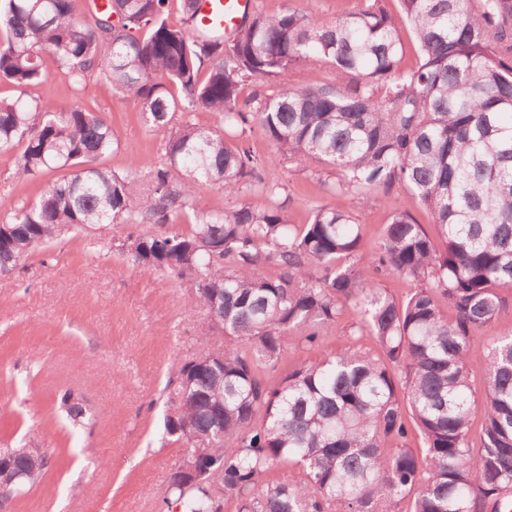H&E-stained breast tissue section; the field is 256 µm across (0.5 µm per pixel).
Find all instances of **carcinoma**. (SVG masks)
Instances as JSON below:
<instances>
[{
    "label": "carcinoma",
    "mask_w": 512,
    "mask_h": 512,
    "mask_svg": "<svg viewBox=\"0 0 512 512\" xmlns=\"http://www.w3.org/2000/svg\"><path fill=\"white\" fill-rule=\"evenodd\" d=\"M74 2L4 0L0 80L21 91L44 81L46 53L75 85L95 76L137 102L167 163L140 187L106 166L119 137L104 117L22 94L0 102V148H21L17 177L61 172L0 221V275L74 230L192 214L184 231L121 244L143 271L188 279L189 301L216 327L203 337L212 363L178 369L165 419L183 442L178 462L205 478L169 480L166 512H224L230 499L235 512H512V335L473 345L512 307V0H399L420 51L409 70L379 0L328 23L288 7L253 12L227 39L171 25L169 0H103L89 17ZM315 58L337 85L292 83ZM256 83L267 90L242 98ZM198 110L216 122L193 121ZM249 124L275 160L334 169L328 193L368 201L404 188L441 243L402 207L377 252L340 264L358 255L362 225L328 205L289 223L283 187L242 139ZM242 182L273 205L194 209L198 188ZM383 269L420 287L398 301L371 276ZM347 309L379 353L350 348L273 377L286 342L317 343ZM412 428L420 453L407 446ZM52 456L0 448V468L17 476L0 505L45 486ZM283 467L286 478L271 477Z\"/></svg>",
    "instance_id": "obj_1"
}]
</instances>
